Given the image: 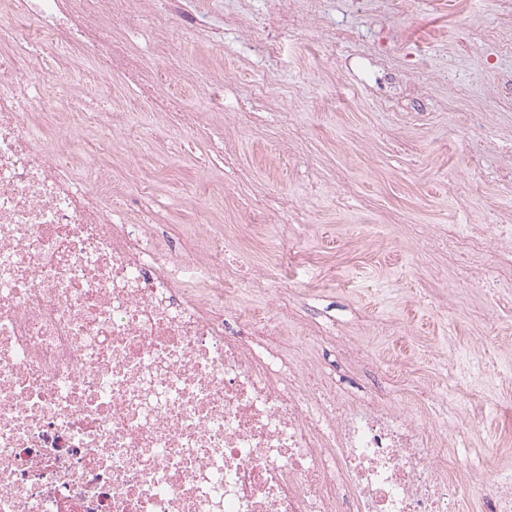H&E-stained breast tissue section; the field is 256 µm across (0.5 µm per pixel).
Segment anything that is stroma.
Listing matches in <instances>:
<instances>
[{"label": "stroma", "instance_id": "stroma-1", "mask_svg": "<svg viewBox=\"0 0 512 512\" xmlns=\"http://www.w3.org/2000/svg\"><path fill=\"white\" fill-rule=\"evenodd\" d=\"M223 2L242 23L198 15L171 55L156 51L151 33L120 34L157 75L186 57L183 111L202 121L189 127L183 112L149 111L135 87L109 80L113 215L179 252L222 234L225 304L262 307L265 292L235 288L264 275L280 300L305 298L310 325L334 319L308 361L325 366L360 344L392 395L415 378L434 409L461 403L472 383L440 374L424 350L463 364L496 337L502 357L482 389L492 411L457 451L470 472L512 474V392L502 387L512 380V324L494 320L512 302V282L491 264L466 276L448 254L450 225L487 230L497 248V226L512 215V54L471 39L512 29L506 0H413L405 14L391 0H328L315 13L295 0L298 25L277 29L278 0ZM345 21L353 39L325 55L320 39ZM268 33L270 54L257 46ZM216 82L220 112L208 109ZM130 112L154 124L151 140L126 138ZM297 232L300 253L275 268V250ZM496 439L505 449L493 457L486 445Z\"/></svg>", "mask_w": 512, "mask_h": 512}]
</instances>
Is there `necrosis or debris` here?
Returning <instances> with one entry per match:
<instances>
[{
    "label": "necrosis or debris",
    "mask_w": 512,
    "mask_h": 512,
    "mask_svg": "<svg viewBox=\"0 0 512 512\" xmlns=\"http://www.w3.org/2000/svg\"><path fill=\"white\" fill-rule=\"evenodd\" d=\"M193 18L0 0V512H462L455 441L383 393L297 380L285 304L225 309L221 242L176 253L105 205L113 114L73 89L118 71L179 110L103 33Z\"/></svg>",
    "instance_id": "1"
}]
</instances>
